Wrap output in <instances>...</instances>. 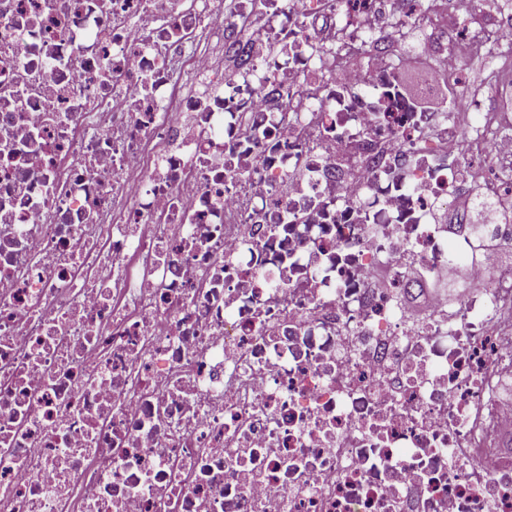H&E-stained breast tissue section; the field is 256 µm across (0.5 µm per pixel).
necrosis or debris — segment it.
I'll return each mask as SVG.
<instances>
[{
  "instance_id": "1",
  "label": "necrosis or debris",
  "mask_w": 512,
  "mask_h": 512,
  "mask_svg": "<svg viewBox=\"0 0 512 512\" xmlns=\"http://www.w3.org/2000/svg\"><path fill=\"white\" fill-rule=\"evenodd\" d=\"M458 10L0 0V512H512V266L434 221L512 205V15ZM426 58L425 52L412 56V66L400 71L405 91L420 100L422 108L441 111L448 105L449 86L441 80L434 68L429 67L419 58ZM487 53L473 59L466 67L463 77L470 80L476 88L481 84L480 88H483L481 90L482 94L492 100L497 94L493 72L500 66V61H491Z\"/></svg>"
}]
</instances>
